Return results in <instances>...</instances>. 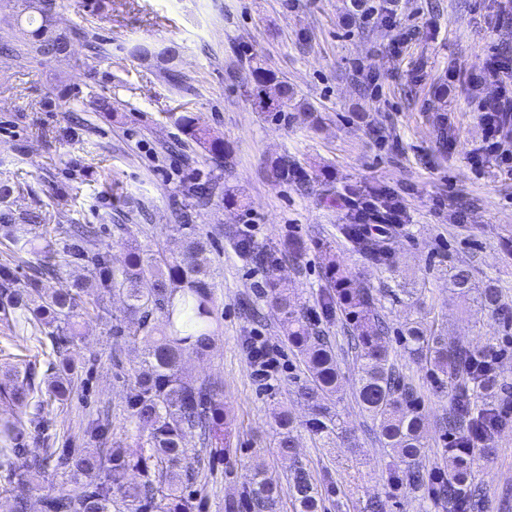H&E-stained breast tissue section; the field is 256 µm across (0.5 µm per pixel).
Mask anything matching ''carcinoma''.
<instances>
[{
	"label": "carcinoma",
	"instance_id": "cac0c4a2",
	"mask_svg": "<svg viewBox=\"0 0 512 512\" xmlns=\"http://www.w3.org/2000/svg\"><path fill=\"white\" fill-rule=\"evenodd\" d=\"M28 27L11 29V39L27 47L36 58H54L67 51L68 36L54 29L56 0H23ZM251 97L255 111L279 119L294 100L288 81L262 66L260 59H249ZM187 140L208 152L213 163L223 167L232 155L224 139L213 135L193 112L177 117ZM273 174L284 181H302L304 175L285 160L273 165ZM216 185L209 178H198L190 188L196 202L206 205L215 196ZM16 183L0 179V225L14 251L41 254L39 276L22 284L11 267L0 264V308L12 310L13 326L31 329L40 346L49 349L48 365L40 374L31 364L16 365L9 372V386L0 388V397L27 422L16 416L0 417V460L7 462L6 475H0V496L11 499L12 512H28V490L32 481L47 484L43 512H193L194 495L200 471L194 468L196 453L184 444L186 432L198 433L201 450L224 447V396L215 382L184 379L179 371L183 352L194 348L207 351L215 335L213 298L220 273L210 257V241L192 224H181L177 235L156 250L144 249L136 241L126 244L118 266L112 261L111 247L96 242L93 224H70L65 229L71 240L66 252L77 263L89 267L92 280L77 279L63 288L42 287L41 276L58 272L50 262L48 245L30 236L31 227L46 224L40 210L17 212L11 207ZM343 234L360 252L383 264L388 260L389 229L366 230L360 224H346ZM229 243L245 261L274 267V254L259 247L243 230L229 233ZM329 274L335 293L324 297L329 308H336L348 325L349 341L355 351L358 374L353 394L361 410L379 429L383 447L391 448L407 466L409 480L421 483L413 465L425 448L426 419L412 404L413 389L404 383L396 369L385 338L388 327L375 307L371 291L350 279L329 261ZM453 294L473 302L483 310L503 311V292L492 279L478 282L470 269L454 267L449 274ZM271 306L284 336L303 359L307 381L299 396L315 411L311 430L325 441L336 436L337 424L328 418L326 402L341 387L336 350L326 336L310 332L297 310L288 286L272 279L268 283ZM116 291L124 298L126 319L111 325L114 336L126 335L127 324L138 325L143 360L132 374L127 395L130 423L143 434L132 451L121 446L103 447L108 419L98 417L86 429L93 444L85 448H56L51 420L43 415L49 401L68 400L75 374L71 348L80 338L79 318L100 310L97 293ZM398 343L412 356H423L432 375L458 383L449 426L467 425L468 433L485 432L499 426L504 417L493 411L489 400L504 389L497 367L484 364L496 353L493 343L471 348L450 343L425 327L420 320L406 324ZM279 428L277 452L292 461L287 476L288 490L297 512H321L322 494L309 472L297 459L292 417L286 410L274 413ZM36 434L45 448L31 455L26 439ZM130 470L142 479L130 482ZM63 476L67 488L57 490L54 478ZM435 493L448 498L460 512H467L469 501L479 489L472 479L471 460L463 453L448 455L443 484ZM281 486L266 477L263 467L253 469L245 494L250 512H277Z\"/></svg>",
	"mask_w": 512,
	"mask_h": 512
}]
</instances>
